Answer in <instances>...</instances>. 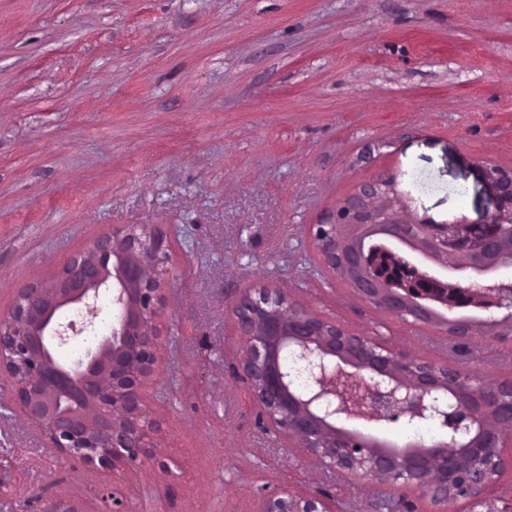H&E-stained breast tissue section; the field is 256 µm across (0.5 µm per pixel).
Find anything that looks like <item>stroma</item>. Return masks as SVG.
I'll list each match as a JSON object with an SVG mask.
<instances>
[{
	"mask_svg": "<svg viewBox=\"0 0 512 512\" xmlns=\"http://www.w3.org/2000/svg\"><path fill=\"white\" fill-rule=\"evenodd\" d=\"M512 170V0H0V313L118 226L164 237L150 458L122 473L50 447L0 373V512H512V476L436 502L321 466L259 417L234 314L284 294L419 360L512 378L485 311L465 349L325 270L317 225L373 191L404 224L480 223ZM111 289L58 358L112 330ZM301 502H304L303 506H301ZM323 509L318 511L314 501H302L291 497V499L278 498L269 500L262 512H330V510H326V507Z\"/></svg>",
	"mask_w": 512,
	"mask_h": 512,
	"instance_id": "obj_1",
	"label": "stroma"
}]
</instances>
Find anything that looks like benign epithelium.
Instances as JSON below:
<instances>
[{
	"label": "benign epithelium",
	"mask_w": 512,
	"mask_h": 512,
	"mask_svg": "<svg viewBox=\"0 0 512 512\" xmlns=\"http://www.w3.org/2000/svg\"><path fill=\"white\" fill-rule=\"evenodd\" d=\"M496 189L494 210L481 224H402L383 210L362 202L344 204L336 218L320 224L314 236L326 267L364 301L402 320L429 322V303L450 310L482 305L485 293L472 280L425 275L396 266L393 249L409 248L429 260L460 256L458 270L482 276L512 267V171L486 169ZM355 225L382 236L388 245L376 254L340 228ZM163 239L136 229L114 230L75 254L48 283H34L0 315V372L14 380V405L45 431L51 447L81 463L112 472L149 459L153 430L143 401V387L157 364L158 336L149 328L160 314ZM112 288L119 318L84 361L57 359L54 344L79 332L76 322H60V310L81 306L93 313L100 289ZM495 307L508 310L493 321L495 336L512 341V286L498 285ZM244 341L239 375L260 414L316 461L353 475L387 480L395 475L415 484L435 500L447 501L458 488L479 493L494 477L512 472V456L501 452L502 429L512 427V378L485 383L478 375L448 365L417 361L367 336L352 332L286 299L248 300L236 309ZM478 320L453 322L448 335L464 344ZM293 346L308 364L310 383L293 390L281 366L284 348ZM443 383L457 402L449 412L434 401ZM442 414L451 429L477 425L478 443L463 455L436 444L401 452L383 448L357 432L336 427L338 418L364 423L421 420ZM262 512H328L311 500L271 499Z\"/></svg>",
	"instance_id": "obj_1"
}]
</instances>
